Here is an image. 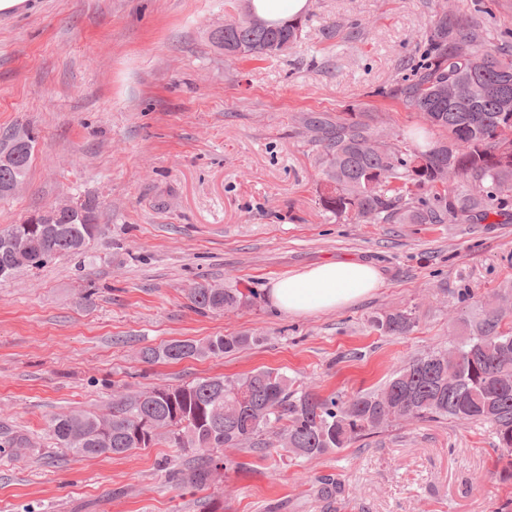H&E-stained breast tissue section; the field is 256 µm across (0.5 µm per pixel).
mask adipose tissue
Instances as JSON below:
<instances>
[{
	"mask_svg": "<svg viewBox=\"0 0 512 512\" xmlns=\"http://www.w3.org/2000/svg\"><path fill=\"white\" fill-rule=\"evenodd\" d=\"M381 283L377 268L353 260H336L275 279L269 297L278 312L304 316L352 306Z\"/></svg>",
	"mask_w": 512,
	"mask_h": 512,
	"instance_id": "ef3b65f1",
	"label": "adipose tissue"
}]
</instances>
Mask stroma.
Here are the masks:
<instances>
[{"instance_id": "35a3bbf8", "label": "stroma", "mask_w": 512, "mask_h": 512, "mask_svg": "<svg viewBox=\"0 0 512 512\" xmlns=\"http://www.w3.org/2000/svg\"><path fill=\"white\" fill-rule=\"evenodd\" d=\"M243 0H27L0 13V139L34 138L0 230L60 200L96 198L101 234L85 253L0 281V512H512L492 428L414 420L316 458L226 447L234 460L202 489L192 452L159 444L78 457L48 425L104 410L113 393L274 369L322 396L384 383L410 356L444 345L458 317L512 294V223L370 224L324 210L321 149L302 114L372 112L420 125L390 95L423 57L442 8L512 47V0H307L301 36L259 60L229 57L209 34ZM377 267L355 305L290 316L272 280L336 259ZM247 301L195 308L198 284ZM415 310L408 335L372 316ZM249 334L233 352L146 363L175 339ZM344 486L320 502L316 480Z\"/></svg>"}]
</instances>
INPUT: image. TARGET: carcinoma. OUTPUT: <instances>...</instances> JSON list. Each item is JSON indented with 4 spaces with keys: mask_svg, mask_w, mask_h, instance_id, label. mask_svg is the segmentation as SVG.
<instances>
[{
    "mask_svg": "<svg viewBox=\"0 0 512 512\" xmlns=\"http://www.w3.org/2000/svg\"><path fill=\"white\" fill-rule=\"evenodd\" d=\"M248 10L224 20L211 42L228 56L262 59L289 49L301 24L268 20ZM390 94L424 120V125L384 132L357 113H306L300 119L321 147V203L337 217L374 224H446L461 218L484 224L490 216L509 218L512 199V140L500 129L512 126V58L494 49L475 21L448 11L429 28L424 59L414 79ZM0 146L19 151L0 167V189L26 177L32 157L30 136H9ZM88 223L65 215L55 224H12L0 233V266L5 275L37 269L49 259L86 251L99 233L98 204L85 201ZM196 308L233 310L246 301L236 288L203 284L190 291ZM418 324L409 310L373 316L369 327L384 336H404ZM448 345L414 356L379 387L349 400L297 389L272 369L237 377L199 378L160 385L112 402L107 414L78 412L50 424L57 444L80 456L121 455L161 442L196 454L188 473L204 487L217 468L213 456L224 446L270 447L314 458L348 447L402 419H451L494 428L504 461L500 474L512 477V296L502 305L462 318ZM247 335L206 340H173L140 351L145 362H180L230 353L249 343ZM327 503L343 493L341 481L317 479Z\"/></svg>",
    "mask_w": 512,
    "mask_h": 512,
    "instance_id": "carcinoma-1",
    "label": "carcinoma"
}]
</instances>
